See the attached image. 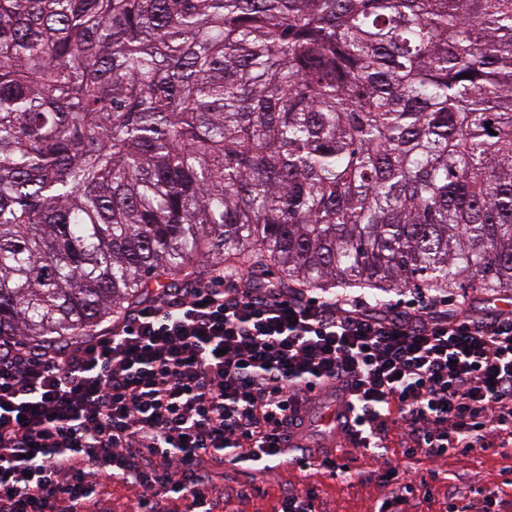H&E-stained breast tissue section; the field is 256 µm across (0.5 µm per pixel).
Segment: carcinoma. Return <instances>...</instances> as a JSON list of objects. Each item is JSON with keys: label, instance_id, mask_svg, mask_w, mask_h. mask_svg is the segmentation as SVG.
Wrapping results in <instances>:
<instances>
[{"label": "carcinoma", "instance_id": "obj_1", "mask_svg": "<svg viewBox=\"0 0 512 512\" xmlns=\"http://www.w3.org/2000/svg\"><path fill=\"white\" fill-rule=\"evenodd\" d=\"M512 292V0H0V345L208 274Z\"/></svg>", "mask_w": 512, "mask_h": 512}]
</instances>
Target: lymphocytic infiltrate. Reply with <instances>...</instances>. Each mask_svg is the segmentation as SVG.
<instances>
[{
	"label": "lymphocytic infiltrate",
	"mask_w": 512,
	"mask_h": 512,
	"mask_svg": "<svg viewBox=\"0 0 512 512\" xmlns=\"http://www.w3.org/2000/svg\"><path fill=\"white\" fill-rule=\"evenodd\" d=\"M238 281L218 264L91 339L0 347V512H104L101 471L138 512H224L212 467L229 453L345 475L288 454L323 401L376 459L396 423L409 458L512 447L511 311Z\"/></svg>",
	"instance_id": "obj_1"
}]
</instances>
